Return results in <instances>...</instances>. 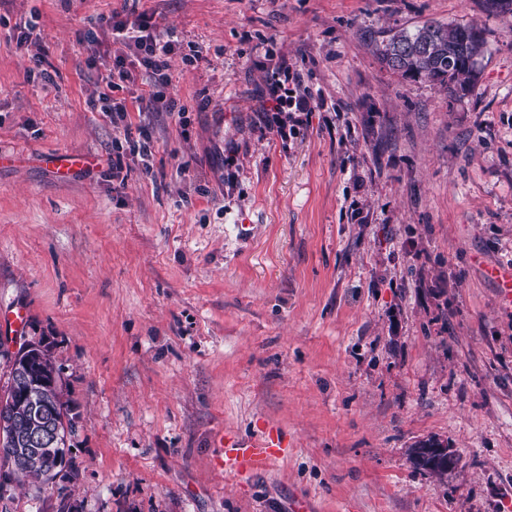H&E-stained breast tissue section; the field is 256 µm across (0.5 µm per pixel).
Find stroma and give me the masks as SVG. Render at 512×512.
<instances>
[{"label":"stroma","instance_id":"obj_1","mask_svg":"<svg viewBox=\"0 0 512 512\" xmlns=\"http://www.w3.org/2000/svg\"><path fill=\"white\" fill-rule=\"evenodd\" d=\"M114 14L173 30L177 111L130 86L122 127L88 106ZM427 21L486 31L462 100L374 51ZM266 58L316 103L281 133ZM59 151L90 163L60 176ZM498 264L512 17L482 0H0V314L26 308L6 345H48L76 413L73 471L13 481L0 512H512ZM228 433L287 454L224 471ZM428 440L445 478L410 461Z\"/></svg>","mask_w":512,"mask_h":512}]
</instances>
